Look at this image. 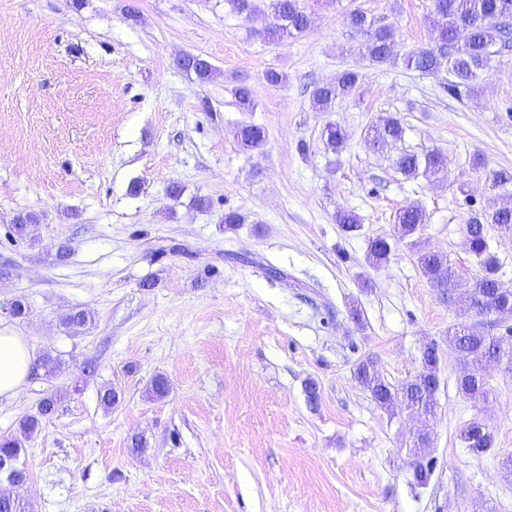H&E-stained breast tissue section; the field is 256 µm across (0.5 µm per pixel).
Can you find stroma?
Here are the masks:
<instances>
[{
  "label": "stroma",
  "mask_w": 512,
  "mask_h": 512,
  "mask_svg": "<svg viewBox=\"0 0 512 512\" xmlns=\"http://www.w3.org/2000/svg\"><path fill=\"white\" fill-rule=\"evenodd\" d=\"M302 4L310 27L271 43L226 0H0V329L63 362L0 401L10 437L57 397L23 441L28 479L13 494L25 512H512L501 465L512 457V373L491 372L492 398L474 402L456 392L459 365L445 356L432 419L381 409L353 373L371 357L400 383L425 344L447 347L449 326L474 320L416 257L447 254L467 283L476 265L463 224L482 206L512 207V188L488 179L512 168V51L459 100L447 69L369 65L346 26L354 9L393 26L403 56L429 42L432 0ZM186 54L211 63L208 80L178 67ZM271 67L284 84L265 82ZM346 68L360 73L354 96L316 109L309 85ZM242 81L250 111L232 95ZM387 115L404 136L370 152L365 133ZM330 123L347 135L335 154L322 138ZM250 124L266 131L260 149L234 137ZM434 150L445 182L397 171L402 152ZM410 204L426 213L421 231L369 267V239L391 236ZM340 208L358 231L336 224ZM229 210L244 224L226 228ZM25 212L40 222L22 240L11 228ZM16 299L26 317L12 316ZM78 309L92 321L74 336L65 320ZM158 376L161 398L150 392ZM108 387L120 399L106 408ZM474 418L495 434L480 459L459 439ZM425 430L436 465L418 487L408 450Z\"/></svg>",
  "instance_id": "stroma-1"
}]
</instances>
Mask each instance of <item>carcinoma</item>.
<instances>
[{
	"instance_id": "1",
	"label": "carcinoma",
	"mask_w": 512,
	"mask_h": 512,
	"mask_svg": "<svg viewBox=\"0 0 512 512\" xmlns=\"http://www.w3.org/2000/svg\"><path fill=\"white\" fill-rule=\"evenodd\" d=\"M233 9L259 24L258 34L271 41L294 37L305 32L309 17L300 0H229ZM434 37L431 43L407 53L402 58L403 66L422 73H430L447 66L452 80L448 81V94L462 98L474 96L479 91L478 80L488 68L490 54L497 48H506L512 42V30L493 23V19L512 20V0H433ZM347 26L365 37L359 51L369 64L380 68L394 66L397 58L393 52L392 30L388 26H376L358 10L350 12ZM179 68L192 71L200 79L208 78L212 65L199 56L188 55L178 62ZM359 83V72L345 69L338 73L332 83L316 85L311 91L312 102L322 111L329 110L336 98L354 95ZM232 94L235 102L244 109L254 107L251 87L245 83L236 85ZM404 135L401 121L387 117L370 126L364 137L365 147L376 151L390 141ZM327 147L336 152L345 143V134L336 124H329L323 131ZM235 137L248 150L262 147L266 141L265 131L259 126H243ZM396 169L408 176L422 174L440 181L445 178L443 157L438 152L419 155L404 153ZM39 224L34 213L22 215V222L14 225L17 236L32 235ZM425 224V213L418 206H405L395 216L393 238L379 236L368 244L367 260L373 267L386 263L393 243L417 234ZM493 225L505 233H512V208L490 204L471 216L462 231L470 254L476 259L479 274L472 278L466 288H455V271L448 255L432 251L418 253L417 263L422 274L432 287L465 305L478 318V323L489 328L487 332L473 325H456L448 329V346L454 350L461 370L456 377V390L471 400L486 401L492 395L487 383L488 374L495 370L512 372V350L506 352L500 340L490 333L504 320L512 319V291H504L499 284L500 262L491 250L487 227ZM435 342H430L421 353V370L395 385L385 380L376 361L367 357L354 368V375L361 386L381 408H408V405L434 409L429 398L439 382V364L442 357L434 352ZM56 398L50 396L41 401L39 416H27L21 420L23 435L32 433L39 426V418L51 414ZM464 447L474 456L482 458L493 451L494 437L489 427L479 419H472L460 433ZM22 442L18 438H0V459H8L11 467L0 470V512H24V507L13 495V488L27 480V470L19 465ZM433 474V462L421 454L413 464L412 476L419 486L428 484Z\"/></svg>"
}]
</instances>
